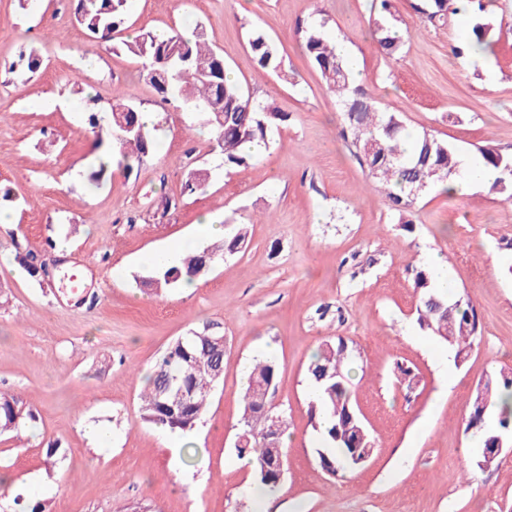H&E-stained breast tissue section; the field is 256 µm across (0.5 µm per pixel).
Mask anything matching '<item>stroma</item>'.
<instances>
[{"label": "stroma", "instance_id": "35a3bbf8", "mask_svg": "<svg viewBox=\"0 0 512 512\" xmlns=\"http://www.w3.org/2000/svg\"><path fill=\"white\" fill-rule=\"evenodd\" d=\"M486 10L448 12L441 23L392 0L407 39L381 54L369 19L378 0H131L126 32L186 30L202 24L246 93L287 113L252 165L227 170L198 114L161 102L141 65L123 50L94 48L72 0H0V392L33 411L20 436H0V512L13 500L45 512H251L253 474L236 468L244 369L278 366L275 402L288 415L286 470L275 491L281 512H512V452L487 468L464 419L479 383L512 372V200L480 186L466 195L431 190L415 205L413 231L392 216L384 193L342 139V114L299 33L313 19L346 43L362 86L407 132L430 133L474 157L490 143L512 151V0ZM490 25L494 56L466 45L476 23ZM278 48L281 68L256 63L252 30ZM43 58L29 81L9 72L20 52ZM92 65H84L86 53ZM109 106L115 91L153 112L157 149L133 171L113 165L94 186L98 139L81 91ZM212 171L204 193L186 196L196 168ZM225 231L245 226L247 245L225 256L182 296L145 285L143 257L168 241L212 245L198 235L203 214ZM72 252L58 256V241ZM51 260L47 281L18 258ZM448 264L454 296H470L480 334L469 357L438 358L446 344L421 330L411 271L426 255ZM79 271L82 301L62 289ZM224 336V376L189 435L197 460L171 453V431L143 422L140 393L166 349L202 325ZM346 339L353 397L375 443L363 465L329 475L310 415L306 366L326 339ZM417 375L407 387L400 367ZM60 453L47 459L48 442Z\"/></svg>", "mask_w": 512, "mask_h": 512}]
</instances>
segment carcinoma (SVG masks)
Wrapping results in <instances>:
<instances>
[{
	"mask_svg": "<svg viewBox=\"0 0 512 512\" xmlns=\"http://www.w3.org/2000/svg\"><path fill=\"white\" fill-rule=\"evenodd\" d=\"M128 0H74L76 21L88 34L97 38L107 30L111 37L109 48L123 49L138 59L143 76L153 85L162 100L177 101L181 107L203 114L214 133V151L226 169L247 167L253 155L244 150L247 143L265 145L272 125L284 121L287 115L276 108L253 99L234 80L227 77L224 56L210 44L203 27L191 32L173 30L157 33L143 30L134 38L118 40L124 30ZM381 13L372 19L371 32L382 53L388 57L398 54L405 35L391 13L390 0H380ZM325 23H314L301 29L304 48L313 65L321 72L328 88L336 97L342 111L341 135L353 150L359 164L368 171L376 188L383 190L398 216V223L408 230V219L416 200L435 186L442 187L452 176L460 174L461 160L450 143L425 133L415 138L411 149L404 146L406 135L401 117L396 112L380 109L363 87L355 84L351 70L324 32ZM476 53L493 52L488 31L479 25L472 29L469 39ZM248 45L258 65L276 73L281 60L275 44L261 31L251 34ZM42 60L35 53L20 54L11 70L35 74ZM223 97L222 112L216 115L209 105ZM87 120L91 128L103 132L110 128L127 170L155 150L147 125L141 119V109L122 95L113 97L109 109L98 107L96 97L86 95ZM481 161L494 171L489 191L512 199V151L492 144L478 148ZM210 170L198 168L189 173L185 190L196 194L205 190ZM247 238L243 228L230 239L212 247L183 251L181 257L154 270L145 285L161 290L176 288L185 279L204 276L225 254H234ZM413 288L418 299L415 306L417 323L425 332L448 343L455 349V359L469 356L479 333L476 309L467 299L448 301L437 291L433 273L423 267L415 270ZM220 334L203 326L191 330L173 342L156 364L153 375L141 396L140 417L158 427L192 431L202 418L211 390L220 382L215 377V365L224 364V347L218 343ZM345 339L326 340L313 354L306 377L313 389L310 414L317 419L322 448L317 450L321 469L336 474V464L347 462L351 468L370 457L375 444L361 415L352 402V389L344 366L349 362ZM278 371L272 360H256L248 367L247 387L242 394V415L234 447L239 455H251L255 460V482L270 490L280 485L278 472L264 466L285 457L283 438L288 423L279 420V438L271 447L264 431L271 394L277 385ZM483 398H473L465 430L486 429L482 447L490 448L496 438L512 436V372H495L480 383ZM496 423L487 425L490 416ZM35 420L31 411L23 412L14 397L0 393V434L17 432Z\"/></svg>",
	"mask_w": 512,
	"mask_h": 512,
	"instance_id": "cac0c4a2",
	"label": "carcinoma"
}]
</instances>
